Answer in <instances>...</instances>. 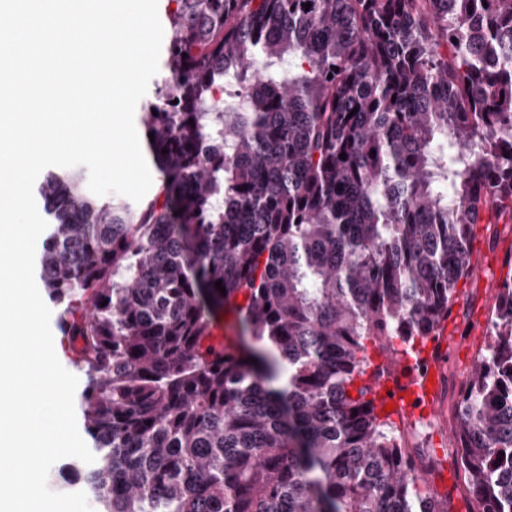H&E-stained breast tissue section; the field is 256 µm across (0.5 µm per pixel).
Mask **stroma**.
Returning <instances> with one entry per match:
<instances>
[{
    "instance_id": "1",
    "label": "stroma",
    "mask_w": 512,
    "mask_h": 512,
    "mask_svg": "<svg viewBox=\"0 0 512 512\" xmlns=\"http://www.w3.org/2000/svg\"><path fill=\"white\" fill-rule=\"evenodd\" d=\"M496 231V239L491 242L484 225L476 227L477 264L469 278L460 281L458 299L447 323L456 341L440 360L441 388L436 411L426 419L409 417L398 425L399 434L408 442L429 449L426 478L431 490L448 497L450 512H479L476 498L456 478L454 406L459 387L487 342L489 311L497 291L502 281L512 275V265L504 262L507 255H512V224L497 225Z\"/></svg>"
}]
</instances>
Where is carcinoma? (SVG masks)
<instances>
[{
	"label": "carcinoma",
	"mask_w": 512,
	"mask_h": 512,
	"mask_svg": "<svg viewBox=\"0 0 512 512\" xmlns=\"http://www.w3.org/2000/svg\"><path fill=\"white\" fill-rule=\"evenodd\" d=\"M163 2L161 189H33L85 376L69 470L100 512H448L376 387L441 339L478 208L512 223V0ZM457 417L458 478L512 512L510 279Z\"/></svg>",
	"instance_id": "carcinoma-1"
}]
</instances>
